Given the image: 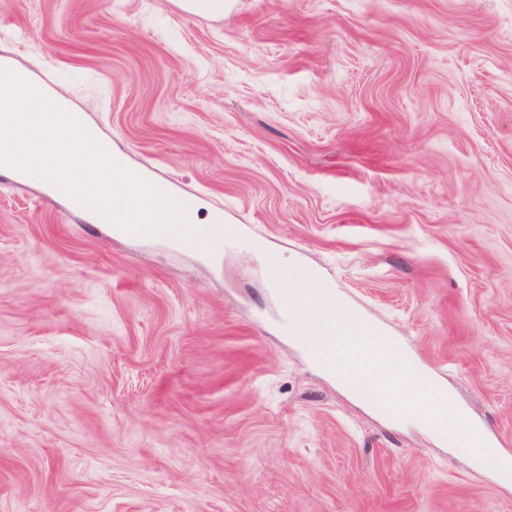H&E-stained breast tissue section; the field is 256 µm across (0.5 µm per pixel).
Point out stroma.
Here are the masks:
<instances>
[{"label": "stroma", "instance_id": "stroma-1", "mask_svg": "<svg viewBox=\"0 0 512 512\" xmlns=\"http://www.w3.org/2000/svg\"><path fill=\"white\" fill-rule=\"evenodd\" d=\"M31 70L219 256L0 182V512H512V482L320 372L316 272L512 456V0H0ZM267 266L270 268L271 275L279 282H288L304 279L300 281L294 292L291 294L293 300L301 304L308 297L313 296L318 299H331L318 301L316 299H310L300 307L295 305L289 300V294L293 289L283 288L281 289L283 295V302L281 305V320L288 330V325L291 320L299 315L304 316L306 323L305 332L303 334V342L306 347L309 356L324 355L330 356L334 360V367L336 366L338 373L345 378L351 379L353 384L356 386L358 394L363 399L376 403L377 407L385 415H390L389 412L384 410V406L376 402L375 390L373 387H367L362 378H358L361 373V368L366 362L365 354L357 349L353 355L336 358V354L330 355L328 349L331 346V341L325 336V330L327 326L341 323H350L358 318V310L350 304L336 300L337 298L331 288L322 282L319 277L312 273L308 277L309 269L301 267L295 272L288 273L283 272L275 258L267 257ZM308 279H305L307 278ZM304 320H298L295 324L296 329L301 331L304 326ZM336 371V382L345 390L353 393L344 383L343 379L338 375ZM355 394V393H353ZM356 395V394H355Z\"/></svg>", "mask_w": 512, "mask_h": 512}]
</instances>
